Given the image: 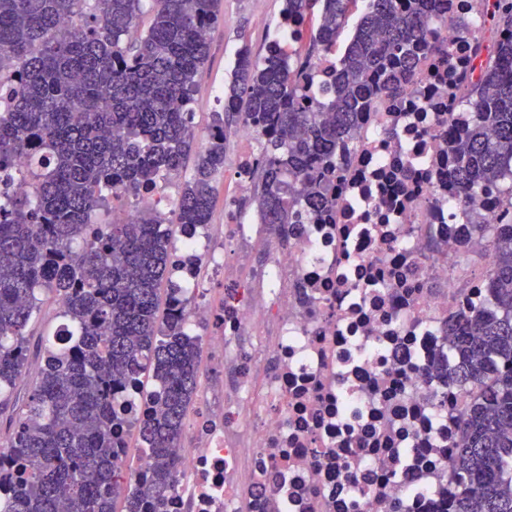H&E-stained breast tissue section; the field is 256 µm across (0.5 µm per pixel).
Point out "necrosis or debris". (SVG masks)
<instances>
[{
  "label": "necrosis or debris",
  "mask_w": 512,
  "mask_h": 512,
  "mask_svg": "<svg viewBox=\"0 0 512 512\" xmlns=\"http://www.w3.org/2000/svg\"><path fill=\"white\" fill-rule=\"evenodd\" d=\"M488 12L487 0H446L434 38L447 55L424 50L408 87L361 115L328 181L329 206L297 225L261 273L264 307L213 300L203 269L230 291L242 287L237 266L200 249L205 232L175 237V274L193 298L185 315L213 326L211 363L243 333L264 334L271 322L276 331L264 371L251 352H236L240 393L219 410L202 399L190 412L191 442L163 512H448L464 396L442 371L444 325L491 299L469 257L491 267L495 249L474 227L503 200L459 198L447 140L468 120L462 80L481 76L499 40ZM262 134L245 120L236 129L239 186ZM176 195L172 182L155 184L124 196L110 220L127 223L145 207L172 213ZM194 254L198 267L186 271ZM245 422L247 443L228 439Z\"/></svg>",
  "instance_id": "1"
}]
</instances>
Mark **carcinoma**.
<instances>
[{"mask_svg": "<svg viewBox=\"0 0 512 512\" xmlns=\"http://www.w3.org/2000/svg\"><path fill=\"white\" fill-rule=\"evenodd\" d=\"M0 0V171L28 159L33 188L0 191V512H161L175 490L176 449L197 401L202 339L161 301L189 303L174 281L171 225L158 210L127 224L112 201L167 179L176 223H209L224 175V122L270 129L251 172L260 223L286 246L307 210L327 200L329 163L362 112L401 93L444 0H284L299 14L291 49L271 42L256 60L237 53L224 96L194 149V86L210 57L208 32L223 0ZM77 14L81 22L64 26ZM357 18L334 83L311 112L301 101L313 57L337 47ZM493 27L512 33V0H494ZM470 122L448 138L450 178L462 196L512 175V39L497 45L481 78L459 90ZM192 174L183 179L188 161ZM505 211L476 225L498 245L487 274L493 302L447 325L458 362L449 379L465 394L458 486L450 512H512V189ZM60 327L33 336L43 306ZM37 355L26 399L17 389ZM152 373L151 409L136 417L126 389ZM134 426L144 470L127 475L114 432Z\"/></svg>", "mask_w": 512, "mask_h": 512, "instance_id": "obj_1", "label": "carcinoma"}]
</instances>
